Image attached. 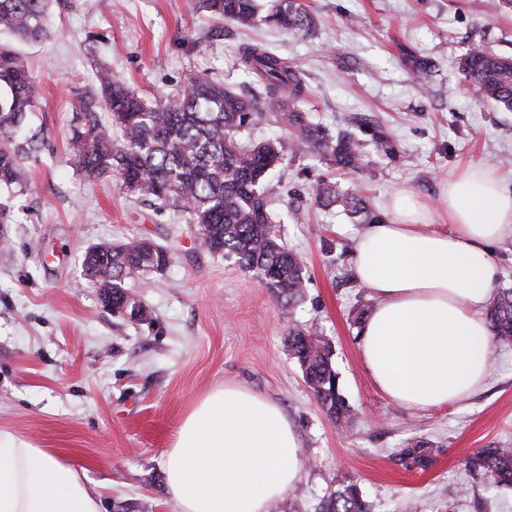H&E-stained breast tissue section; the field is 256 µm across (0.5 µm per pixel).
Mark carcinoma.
I'll list each match as a JSON object with an SVG mask.
<instances>
[{"mask_svg":"<svg viewBox=\"0 0 512 512\" xmlns=\"http://www.w3.org/2000/svg\"><path fill=\"white\" fill-rule=\"evenodd\" d=\"M53 0H0V35L37 40L49 35ZM213 17L240 27L258 18L292 35H308L316 27L303 0H198ZM402 55L418 85H424L431 63L406 49ZM239 63L250 81L264 90L248 98L217 77H193L180 90L148 101L109 68L98 72L101 100H80L68 139L69 161L89 179L115 177L121 189L142 202L167 205L188 215L197 238L210 252L253 274L274 299L288 307L301 302L306 288L303 263L281 239V225L268 210V176L284 156L315 155L330 171L362 166L363 143L354 133L336 134L312 122L299 108L307 85L302 70L258 43L239 48ZM461 80L481 98L512 111V57L472 46L458 63ZM41 84L16 53L0 44V195L28 190L24 161L36 156L40 131L29 126L37 110ZM109 115L101 121L98 111ZM271 121L288 130V141L244 144V129ZM311 201L321 207L339 203L351 214L366 211L363 200L341 189L333 177L320 179ZM168 249L149 238L89 247L82 268L105 306L130 303L145 316L146 308L127 291L136 273H162L170 265ZM494 339L512 345V289L491 294L486 307ZM289 355L299 364L305 383L329 418L342 430L353 418L339 388L329 342L305 328L288 329ZM407 469L426 470L431 450L422 444L395 453ZM466 469L495 486L512 487V448H482L465 462ZM358 483L330 495L320 512H369Z\"/></svg>","mask_w":512,"mask_h":512,"instance_id":"cac0c4a2","label":"carcinoma"}]
</instances>
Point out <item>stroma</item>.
<instances>
[{
  "label": "stroma",
  "mask_w": 512,
  "mask_h": 512,
  "mask_svg": "<svg viewBox=\"0 0 512 512\" xmlns=\"http://www.w3.org/2000/svg\"><path fill=\"white\" fill-rule=\"evenodd\" d=\"M312 35L269 25L244 29L210 17L195 0H60L50 36L16 50L44 88L32 127L45 145L26 163L32 190L12 200L0 249V429L74 466L105 512H174L164 453L195 404L221 385L275 401L302 439L308 464L270 512H318L336 489L357 483L370 512H512V489L471 477L465 461L481 448L512 447V347L493 344L485 384L463 403L404 408L379 391L357 351V309L370 304L352 252L367 215L392 193L411 192L441 222V186L465 166L491 168L512 192V112L481 101L460 81L456 60L476 42L512 56V6L503 0H305ZM260 41L298 65L313 121L336 130L360 119V170L337 172L362 196L366 215L310 203L327 168L318 157H285L272 173L274 222L305 264L304 300L282 308L251 273L209 252L184 212L160 210L115 181L89 180L67 163V138L81 95L98 90L110 66L145 98L216 76L247 81L239 46ZM432 64L420 92L399 51ZM391 136L376 147L373 129ZM302 204L294 220L286 195ZM147 237L166 246L169 268L126 286L146 310L138 320L107 310L83 275L86 248ZM300 325L333 346L339 387L353 426L339 432L316 402L286 348ZM424 442L433 463L409 470L397 449ZM467 495H460V487Z\"/></svg>",
  "instance_id": "stroma-1"
}]
</instances>
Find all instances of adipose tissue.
Returning a JSON list of instances; mask_svg holds the SVG:
<instances>
[{
    "label": "adipose tissue",
    "mask_w": 512,
    "mask_h": 512,
    "mask_svg": "<svg viewBox=\"0 0 512 512\" xmlns=\"http://www.w3.org/2000/svg\"><path fill=\"white\" fill-rule=\"evenodd\" d=\"M447 222L405 190L356 237L353 271L375 304L357 349L373 384L409 409L459 403L490 371L484 309L492 248L512 236V192L470 165L442 189ZM302 441L279 405L237 385L213 389L164 453L177 512H269L301 478ZM0 512H103L102 501L50 451L0 430Z\"/></svg>",
    "instance_id": "ef3b65f1"
}]
</instances>
